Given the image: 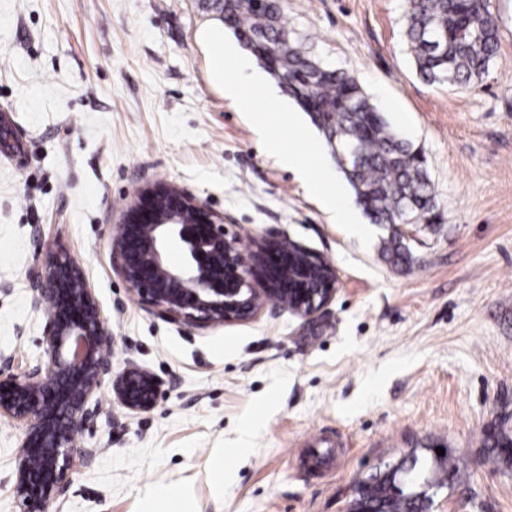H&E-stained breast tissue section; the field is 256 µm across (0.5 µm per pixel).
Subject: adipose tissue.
Segmentation results:
<instances>
[{"mask_svg":"<svg viewBox=\"0 0 512 512\" xmlns=\"http://www.w3.org/2000/svg\"><path fill=\"white\" fill-rule=\"evenodd\" d=\"M207 41L210 45V77L226 97L237 99L251 90L265 89L266 83L260 72H246L245 62L230 61L222 30L212 31ZM279 160L289 170L296 172L304 185L321 199L324 207L335 214L337 223H355L354 208L344 191L336 186L328 167H314L302 154L291 148L280 150Z\"/></svg>","mask_w":512,"mask_h":512,"instance_id":"obj_1","label":"adipose tissue"}]
</instances>
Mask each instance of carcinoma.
<instances>
[{"instance_id":"cac0c4a2","label":"carcinoma","mask_w":512,"mask_h":512,"mask_svg":"<svg viewBox=\"0 0 512 512\" xmlns=\"http://www.w3.org/2000/svg\"><path fill=\"white\" fill-rule=\"evenodd\" d=\"M213 12L241 40H252L255 57L272 54L268 72L308 112L332 147L336 161L354 189L356 199L374 224L419 221L434 209L427 171L420 152L403 140L355 78L326 68L288 30L279 0H267L263 12L274 27L259 28L252 0H212ZM405 38L420 76L430 84L466 85L488 70L498 48V25L490 0H408ZM383 255L406 260L400 239L389 238ZM488 447L507 461L512 436L499 429L488 436ZM422 471L429 483L443 488L466 480L449 454L427 458L411 452L398 464L357 483L353 512H428L433 498L418 487L397 486L399 471Z\"/></svg>"}]
</instances>
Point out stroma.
Here are the masks:
<instances>
[{"mask_svg":"<svg viewBox=\"0 0 512 512\" xmlns=\"http://www.w3.org/2000/svg\"><path fill=\"white\" fill-rule=\"evenodd\" d=\"M499 46L470 85L426 83L405 40L407 0H282L293 36L353 75L423 153L435 207L416 224L336 223L278 149L286 93L230 99L209 77L204 0H0V364L42 357L44 310L28 273L48 250L80 264L115 338L112 368L155 375L163 399L101 413L95 449L46 512H140L176 483L197 512H352L355 486L410 452L448 449L466 483L432 512H512V464L485 440L512 431V0H490ZM271 136L262 138L257 122ZM177 185L243 239L282 232L332 263L338 284L306 321L285 307L190 329L140 306L113 271L111 241L142 186ZM401 236L408 260L382 255ZM248 451L215 497L211 456ZM22 427L0 417V512Z\"/></svg>","mask_w":512,"mask_h":512,"instance_id":"1","label":"stroma"}]
</instances>
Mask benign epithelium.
<instances>
[{"label":"benign epithelium","mask_w":512,"mask_h":512,"mask_svg":"<svg viewBox=\"0 0 512 512\" xmlns=\"http://www.w3.org/2000/svg\"><path fill=\"white\" fill-rule=\"evenodd\" d=\"M171 242L183 254L178 264L167 256ZM111 255L112 269L140 304L192 328L247 322L281 302L310 319L330 303L338 280L336 268L322 266L307 247L274 237L245 242L224 215L164 182L136 192L121 213ZM34 278L48 310L43 357L21 375L0 368V415L23 428L12 486L20 512H45L47 500L68 493L73 469L92 460L76 436L96 423L95 394L105 381L132 412L151 410L162 395L158 379L139 366L112 374L114 336L83 268L64 250L46 252Z\"/></svg>","instance_id":"benign-epithelium-1"}]
</instances>
